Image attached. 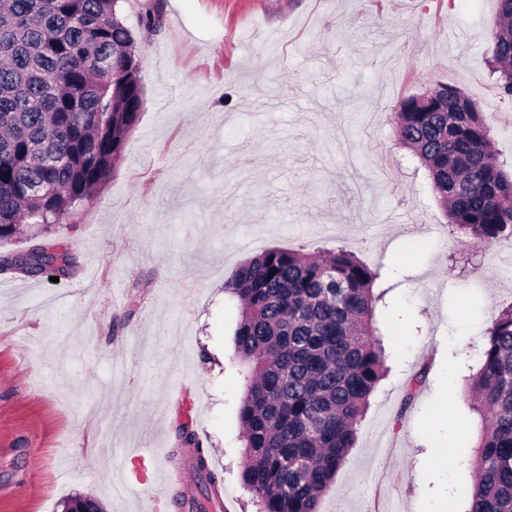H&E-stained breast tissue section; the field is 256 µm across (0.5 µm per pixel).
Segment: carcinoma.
Masks as SVG:
<instances>
[{
  "mask_svg": "<svg viewBox=\"0 0 512 512\" xmlns=\"http://www.w3.org/2000/svg\"><path fill=\"white\" fill-rule=\"evenodd\" d=\"M119 0H0V243L20 225L35 243L0 256L3 273L73 275L66 246L47 240L107 181L144 106L135 38ZM491 31L494 88L512 100V0H497ZM164 25L147 9V34ZM397 142L427 171L447 223L482 246L512 238V171L493 154L485 113L461 89L439 85L403 98ZM378 270L338 247L305 254L272 247L224 280L237 301L236 357L244 372L238 408L240 483L257 512H319L370 397L385 375L384 333L374 312ZM426 380L411 379L395 419ZM482 417L476 475L464 512H512V303L487 324L478 369L463 391ZM181 447L202 443L189 425Z\"/></svg>",
  "mask_w": 512,
  "mask_h": 512,
  "instance_id": "cac0c4a2",
  "label": "carcinoma"
}]
</instances>
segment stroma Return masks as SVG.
Masks as SVG:
<instances>
[{"instance_id": "obj_1", "label": "stroma", "mask_w": 512, "mask_h": 512, "mask_svg": "<svg viewBox=\"0 0 512 512\" xmlns=\"http://www.w3.org/2000/svg\"><path fill=\"white\" fill-rule=\"evenodd\" d=\"M156 3L162 31L140 34ZM119 6L138 32L144 107L109 179L55 230L75 274H0V512H62L76 495L151 512L139 492L161 491L182 423L236 512H256L239 480V309L223 284L277 246L347 247L386 291L389 372L319 512H463L481 420L461 394L489 317L512 302V239L456 237L393 114L457 86L512 165V103L490 76L497 0Z\"/></svg>"}]
</instances>
